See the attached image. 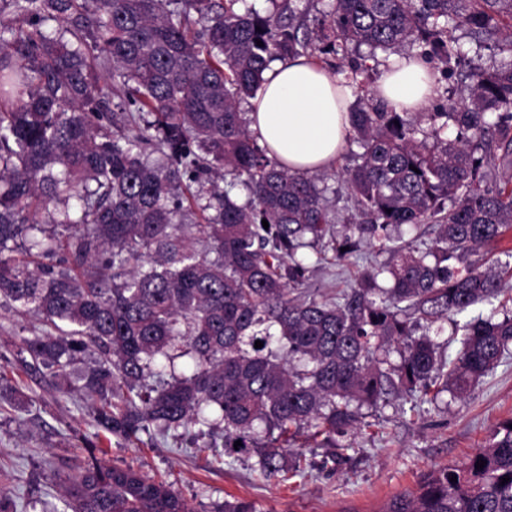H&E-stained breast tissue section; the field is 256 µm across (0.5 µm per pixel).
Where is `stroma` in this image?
Returning a JSON list of instances; mask_svg holds the SVG:
<instances>
[{
  "label": "stroma",
  "instance_id": "1",
  "mask_svg": "<svg viewBox=\"0 0 512 512\" xmlns=\"http://www.w3.org/2000/svg\"><path fill=\"white\" fill-rule=\"evenodd\" d=\"M460 43L462 65L440 80L429 111H447L464 84L465 68L512 60L506 51L476 50L467 34ZM321 257L311 281L336 292L354 285L370 263L389 254L365 245L344 264L329 249ZM34 325L33 318L0 307V466L11 470L9 487L21 506L59 505L63 472L94 447L105 449L109 463L173 482L192 512H213L215 504L234 498L260 512H382L393 497L417 491L432 467L462 461L512 418L510 355L469 398L449 405L416 406L402 399L387 404L361 427L353 447L333 452L306 444L303 475L269 479L254 458L215 460L192 447L181 430L134 445L98 433L89 404L23 372L17 344Z\"/></svg>",
  "mask_w": 512,
  "mask_h": 512
}]
</instances>
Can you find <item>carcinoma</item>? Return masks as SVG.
<instances>
[{
    "label": "carcinoma",
    "mask_w": 512,
    "mask_h": 512,
    "mask_svg": "<svg viewBox=\"0 0 512 512\" xmlns=\"http://www.w3.org/2000/svg\"><path fill=\"white\" fill-rule=\"evenodd\" d=\"M238 2L0 0V302L39 317L23 367L93 400L97 428L136 442L198 424L208 447L297 476L300 437L339 448L364 407L465 398L512 351L494 306L512 263L481 253L512 228V61L472 71L450 112L349 111L357 163L292 173L241 105L316 45L289 0ZM318 25L325 53L418 42L445 75L459 29L512 53V0H328ZM336 177L361 217L340 230ZM326 240L339 262L364 242L391 260L318 297L306 250ZM478 304L445 355L439 322ZM63 482L62 512H190L172 483L93 452ZM0 512H17L5 473ZM382 512H512V419Z\"/></svg>",
    "instance_id": "carcinoma-1"
}]
</instances>
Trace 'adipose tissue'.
Instances as JSON below:
<instances>
[{
	"label": "adipose tissue",
	"mask_w": 512,
	"mask_h": 512,
	"mask_svg": "<svg viewBox=\"0 0 512 512\" xmlns=\"http://www.w3.org/2000/svg\"><path fill=\"white\" fill-rule=\"evenodd\" d=\"M264 78L247 114L259 145L290 172L328 168L345 145L351 87L307 56L272 63ZM376 91L397 111L421 112L435 94V82L419 57L396 56L384 68Z\"/></svg>",
	"instance_id": "ef3b65f1"
}]
</instances>
